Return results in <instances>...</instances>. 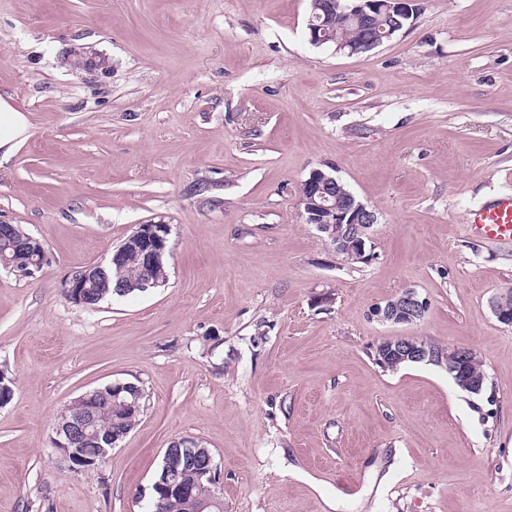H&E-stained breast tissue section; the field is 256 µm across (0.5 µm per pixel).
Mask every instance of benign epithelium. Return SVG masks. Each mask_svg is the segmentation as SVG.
I'll list each match as a JSON object with an SVG mask.
<instances>
[{
  "mask_svg": "<svg viewBox=\"0 0 512 512\" xmlns=\"http://www.w3.org/2000/svg\"><path fill=\"white\" fill-rule=\"evenodd\" d=\"M323 10L327 18L336 15L338 23L343 19H370L386 14L393 22L388 28L382 29L376 42L379 46L411 26L417 13V0H325ZM307 36L314 46L332 45L335 51L349 55L371 49V46L362 43L338 41L325 24H316L312 20L307 24ZM338 189L337 179L330 172L312 170L300 191L302 216L305 223L315 225L326 236L336 252L367 259L370 257L367 253L369 230L377 223V216L352 194H342ZM170 234L171 225L162 221L141 224L127 245L139 252L142 266L150 271L168 251ZM103 272L102 264H88L72 270L62 282V288L70 295V302H83L84 288ZM489 307L500 323L512 327V305L508 303L507 294L493 295ZM426 308V302L420 299L415 289L405 288L384 305L375 307L372 316L382 323L413 324L423 317ZM471 354L472 349L464 346H450L446 351H438L431 348L427 341L414 336H396L388 340L382 350L384 359H391L397 364L426 361L437 365L448 371V375L463 389L478 394L482 382L478 377L469 375L464 368ZM81 399L80 408L68 417L60 414L53 427L52 444L74 471H81L88 464L101 467L109 453L108 448L100 445L96 430V411L103 399V390H89L81 395ZM77 436L97 446L91 456L80 453V449L74 447ZM190 471L198 478L216 484L217 468L211 450L201 440L185 436L172 441L165 450L161 475L152 488L166 497L176 495L187 499L192 505V512L222 508L223 500L217 493H212L208 498L193 493V489L184 482V476Z\"/></svg>",
  "mask_w": 512,
  "mask_h": 512,
  "instance_id": "obj_1",
  "label": "benign epithelium"
}]
</instances>
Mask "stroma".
I'll list each match as a JSON object with an SVG mask.
<instances>
[{"instance_id":"stroma-1","label":"stroma","mask_w":512,"mask_h":512,"mask_svg":"<svg viewBox=\"0 0 512 512\" xmlns=\"http://www.w3.org/2000/svg\"><path fill=\"white\" fill-rule=\"evenodd\" d=\"M417 7L348 55L309 43L310 0H0V92L32 124L0 220L49 255L0 269V512H145L183 436L210 448L224 512H512V327L489 308L512 240L466 221L512 192V0ZM316 168L376 213L369 262L304 223ZM159 220L164 286L67 300L72 268ZM406 287L420 321L371 316ZM393 336L473 349L483 391L381 368ZM134 378L140 421L71 471L60 412Z\"/></svg>"}]
</instances>
